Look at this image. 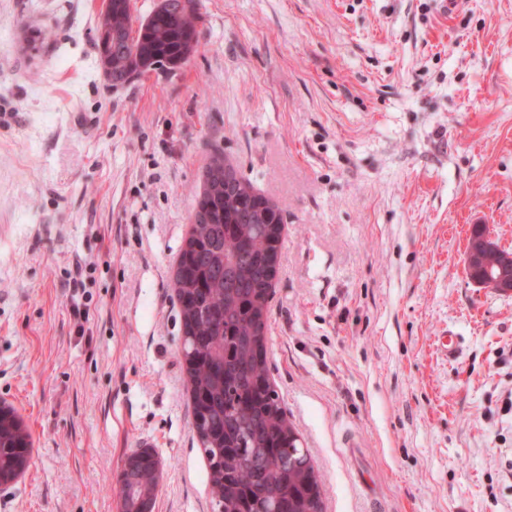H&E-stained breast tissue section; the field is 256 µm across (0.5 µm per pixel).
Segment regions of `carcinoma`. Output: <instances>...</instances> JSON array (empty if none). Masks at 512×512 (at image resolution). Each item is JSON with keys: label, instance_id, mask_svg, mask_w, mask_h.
Masks as SVG:
<instances>
[{"label": "carcinoma", "instance_id": "1", "mask_svg": "<svg viewBox=\"0 0 512 512\" xmlns=\"http://www.w3.org/2000/svg\"><path fill=\"white\" fill-rule=\"evenodd\" d=\"M131 0H106L95 47L114 87L150 71L174 73L199 44L197 0H158L132 26ZM221 156L205 167L195 196L203 215L181 249L175 279L182 321V362L194 428L208 463L215 512H322V489L299 433L286 417L267 365L268 309L280 254L282 209L237 177L224 188ZM31 443L14 411L0 417V474L16 473ZM118 478L122 507L155 489Z\"/></svg>", "mask_w": 512, "mask_h": 512}]
</instances>
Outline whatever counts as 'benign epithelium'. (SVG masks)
Listing matches in <instances>:
<instances>
[{
  "mask_svg": "<svg viewBox=\"0 0 512 512\" xmlns=\"http://www.w3.org/2000/svg\"><path fill=\"white\" fill-rule=\"evenodd\" d=\"M478 237L469 244L466 266L473 283L482 288L512 293V254L501 251L482 224Z\"/></svg>",
  "mask_w": 512,
  "mask_h": 512,
  "instance_id": "benign-epithelium-1",
  "label": "benign epithelium"
}]
</instances>
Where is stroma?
<instances>
[{
	"label": "stroma",
	"instance_id": "obj_1",
	"mask_svg": "<svg viewBox=\"0 0 512 512\" xmlns=\"http://www.w3.org/2000/svg\"><path fill=\"white\" fill-rule=\"evenodd\" d=\"M103 8L0 0V512H122L144 442L154 512H213L174 278L215 151L285 211L268 365L324 512H512V294L465 265L512 251V0H197L122 88ZM478 237L469 243L466 266L473 283L482 288L512 293V254L502 252L486 227L477 224ZM479 270L474 276V271ZM30 448L29 435L22 422L8 409L0 417V474L5 478L13 476Z\"/></svg>",
	"mask_w": 512,
	"mask_h": 512
}]
</instances>
